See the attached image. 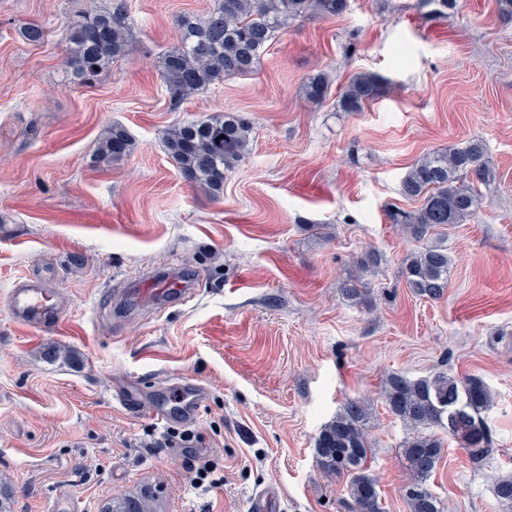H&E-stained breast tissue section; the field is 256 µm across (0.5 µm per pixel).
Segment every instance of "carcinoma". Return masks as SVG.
<instances>
[{
  "label": "carcinoma",
  "mask_w": 512,
  "mask_h": 512,
  "mask_svg": "<svg viewBox=\"0 0 512 512\" xmlns=\"http://www.w3.org/2000/svg\"><path fill=\"white\" fill-rule=\"evenodd\" d=\"M347 9L348 0H215L203 15L178 16V39L158 59L172 108L217 81L256 72L270 42L289 21L309 13L336 17ZM67 37L65 64L87 82L127 54L129 26L121 8L90 6L72 22ZM383 82L378 74H353L336 95L338 111H364L379 96ZM301 90L309 103L319 105L330 98L331 83L319 72L308 76ZM251 133L248 121L226 112L168 129L165 145L183 177L216 198L224 193L226 175L249 151ZM132 149V138L120 125L108 128L100 142V153L106 159H121ZM496 178L486 145L479 139L430 153L415 162L401 181V194L421 201V206L416 210L393 208L387 218L403 233L422 240L441 226L461 224L472 216L482 202L476 184L488 185ZM450 265L447 248L428 245L407 259L403 268L406 287L417 296L439 299L448 288ZM343 292L359 303L371 299L368 283L359 280L344 284ZM382 398L408 430L402 445L407 479L401 487L408 512H443L429 486L444 454L440 433L455 440L472 461L483 462L491 447L485 417L494 404L489 387L476 375L455 377L439 371L411 379L392 374L385 381ZM369 418L365 400L347 398L315 439L316 457L325 471L350 477L352 512H383L377 481L366 469L371 454ZM435 428L440 433L433 432ZM494 493L511 510L512 476L495 479ZM156 509V497L140 491L115 497L108 504V512Z\"/></svg>",
  "instance_id": "obj_1"
}]
</instances>
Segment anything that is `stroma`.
Here are the masks:
<instances>
[{"label": "stroma", "instance_id": "35a3bbf8", "mask_svg": "<svg viewBox=\"0 0 512 512\" xmlns=\"http://www.w3.org/2000/svg\"><path fill=\"white\" fill-rule=\"evenodd\" d=\"M123 6L131 53L88 84L65 66L67 29L85 0H0V506L5 512H103L151 486L161 512H349V481L326 475L315 439L345 398L369 402L370 473L385 512H407L404 425L385 407L389 375L438 371L484 379L491 451L471 461L454 440L430 480L450 512H506L493 479L512 474V23L496 0H457L446 14L418 0H350L278 33L253 74L224 79L171 108L156 67L175 19L213 0H95ZM29 23L47 31L26 41ZM334 87L384 77L361 112L310 106L305 77ZM234 112L251 122L249 153L213 198L169 158V127ZM123 126L135 142L97 157ZM483 140L498 172L467 221L431 240L451 259L437 300L402 277L421 244L386 213L415 209L400 183L423 155ZM381 262L373 304L343 282L369 250ZM196 276L189 298L140 304L138 278ZM54 292L59 326L25 329L5 303L25 280ZM175 377L207 397L190 434L162 453L165 428L141 410L175 406ZM211 463L222 485L190 486ZM132 149V138L121 125H112L108 128L100 142V153L105 159H121L128 155Z\"/></svg>", "mask_w": 512, "mask_h": 512}]
</instances>
